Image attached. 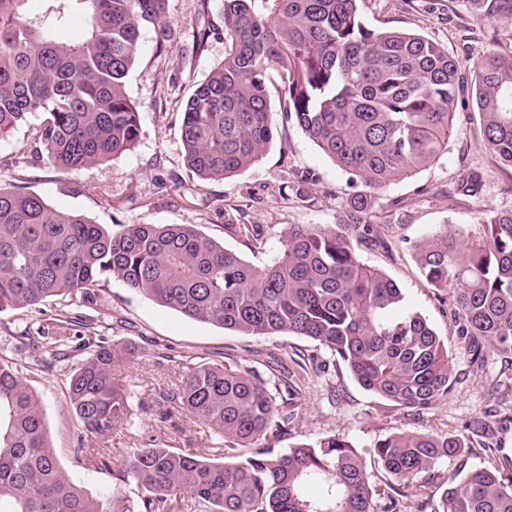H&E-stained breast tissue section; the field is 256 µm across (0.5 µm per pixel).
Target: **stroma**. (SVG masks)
<instances>
[{
	"mask_svg": "<svg viewBox=\"0 0 512 512\" xmlns=\"http://www.w3.org/2000/svg\"><path fill=\"white\" fill-rule=\"evenodd\" d=\"M364 21L377 29L416 33L445 48L469 71L485 49L512 58V12L484 16L477 0H359ZM213 35L205 50L193 47L199 21ZM171 47L156 53V32L145 27L141 53L126 81V91L141 117L136 147L90 168L60 172L33 153L39 117H28L0 139V185L42 196L52 205L84 215L98 224H190L203 235L236 252L251 264L270 262L292 224H334L349 193V176L285 118L288 99L281 88L269 90L274 136L261 160L221 181L205 182L184 163L180 136L187 98L224 58L223 19L218 0L206 17L198 0H169ZM482 180L474 195L456 192L463 174ZM512 209V171L480 147L477 121L458 111L441 157L411 176L375 191L369 222L383 240L361 243V261L382 271L400 288L404 310L420 314L444 342L456 382L448 398L420 412H405L362 388L345 364L328 349L302 336L243 335L222 326L189 320L111 279L102 284L96 304L48 303L41 320L53 325L67 318L66 356L50 360L27 380L43 404L47 438L60 466L88 492L98 495L118 485L128 458L151 445L192 450L212 448L218 440L206 425L172 409L167 422L156 419L163 393L176 390L183 371L203 363L234 362L253 370L269 387L295 382L301 395L278 450L340 435L362 453L399 432L465 436L459 456L441 460L419 476L417 495L403 499L404 512H438L451 481L475 466L498 467L512 480V355L488 354L474 363L454 323L446 294L436 292L422 275L415 247L447 225L473 223L486 209ZM254 224L265 242L249 248L235 227ZM31 319L24 310L0 314V353L27 363L42 357L39 347L21 343ZM95 336L126 342L131 353L116 365L114 378L131 392L134 415L111 437L83 432L70 407L66 382L84 358L80 339ZM493 413L489 428L474 421ZM93 448L106 467L77 463L76 448ZM121 486V485H118ZM139 498L135 483L121 486Z\"/></svg>",
	"mask_w": 512,
	"mask_h": 512,
	"instance_id": "obj_1",
	"label": "stroma"
}]
</instances>
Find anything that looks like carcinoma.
Instances as JSON below:
<instances>
[{
    "label": "carcinoma",
    "instance_id": "cac0c4a2",
    "mask_svg": "<svg viewBox=\"0 0 512 512\" xmlns=\"http://www.w3.org/2000/svg\"><path fill=\"white\" fill-rule=\"evenodd\" d=\"M0 0V138L42 117L37 153L58 170L92 167L132 150L140 113L125 79L141 29L167 50L169 0ZM224 60L183 110L188 168L223 180L255 164L274 135L269 88L288 95V120L351 178L372 190L434 162L448 144L464 74L448 50L421 36L369 27L357 0H219ZM84 21L69 36L73 15ZM481 147L512 168V59L482 53L471 74ZM372 195L347 194L336 224H291L281 251L257 267L190 224L113 229L57 209L40 195L0 186V313L38 311L55 298L96 301L118 279L157 305L244 335L288 332L334 353L357 382L409 412L448 398L447 349L421 315L397 314L400 288L364 265L354 236L373 239ZM476 231L449 225L416 245L429 285L455 308L472 355L512 353V210H485ZM67 397L82 430L100 437L133 415L113 370L127 346L83 343ZM298 393L273 392L254 371L224 364L192 369L164 396L202 421L222 445L183 452L137 448L120 489L93 496L59 466L42 402L22 367L0 355V512H396L414 480L462 454L458 435L394 433L374 444L377 463L400 482L370 480L344 436L276 451ZM235 459L224 462L225 454ZM441 512H512V481L477 467L449 487Z\"/></svg>",
    "mask_w": 512,
    "mask_h": 512
}]
</instances>
